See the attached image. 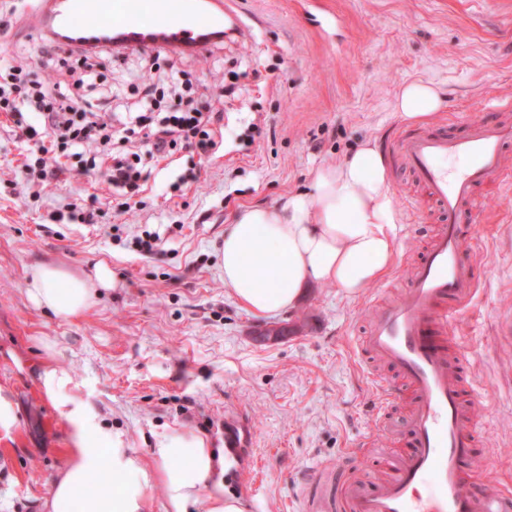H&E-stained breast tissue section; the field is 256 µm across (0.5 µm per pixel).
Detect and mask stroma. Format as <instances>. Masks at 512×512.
Wrapping results in <instances>:
<instances>
[{"mask_svg": "<svg viewBox=\"0 0 512 512\" xmlns=\"http://www.w3.org/2000/svg\"><path fill=\"white\" fill-rule=\"evenodd\" d=\"M244 31L202 55L167 54L185 71L200 105L222 113L224 142L212 157L185 149L145 160L142 203L113 209L100 177L63 172L41 199L29 194L26 147L0 113V393L15 408L10 433L0 432V512H41L68 457L66 428L38 388L42 337L56 339V364L85 385L98 415L147 453L159 434L193 429L210 447L224 431V412L244 411L252 441L228 461L225 494L253 512H336L346 487L377 482L382 457L408 451L402 425L411 390L386 366L375 365L393 389L382 401L353 358L369 326L371 307L397 300L409 285L407 262L422 257L443 222L423 189L390 171L399 214L395 263L383 278L349 294L308 282L296 306L279 318L296 326L287 340L261 344L262 322L224 286L217 246L243 207L273 204L306 191L313 171L340 162L365 139L385 146L406 124L395 110L399 89L422 80L439 87L437 124L488 117L490 98L512 102V0H228ZM48 40L15 22L0 38V59L32 72L49 91L68 83L47 54ZM107 76L96 109L137 111L140 91L129 80H158L138 50L103 59ZM240 93L224 94L225 83ZM268 131L251 142L250 122ZM199 180L174 191L186 168ZM98 195L94 224L51 220L55 211ZM422 202L420 213L408 197ZM478 260L486 273L474 305L457 318L452 336L468 356L459 372L482 388L470 409L485 428L480 447L491 461L470 484L480 495L490 482L512 487V340L499 336L512 316V195L479 201ZM159 233L157 253L134 252L132 240ZM57 262L82 273L98 263L118 282L91 311L68 322L34 307L24 291L27 271ZM388 420L394 439L368 450L361 436Z\"/></svg>", "mask_w": 512, "mask_h": 512, "instance_id": "obj_1", "label": "stroma"}]
</instances>
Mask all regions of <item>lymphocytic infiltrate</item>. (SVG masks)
<instances>
[{
	"label": "lymphocytic infiltrate",
	"mask_w": 512,
	"mask_h": 512,
	"mask_svg": "<svg viewBox=\"0 0 512 512\" xmlns=\"http://www.w3.org/2000/svg\"><path fill=\"white\" fill-rule=\"evenodd\" d=\"M72 93L46 94L41 81L23 68L0 64V112L6 113L20 137L31 143L34 157L28 169L38 186H47L62 171L90 175L103 171L111 197L121 212L143 193L147 177L141 157L115 149V142L141 143L156 160L171 156L177 147L209 157L219 151L223 136L213 127L210 113L186 102L178 109L163 108L175 77L152 84L148 94L154 115L127 112L117 121H104L90 102L105 77L91 55L83 53L68 67Z\"/></svg>",
	"instance_id": "obj_1"
}]
</instances>
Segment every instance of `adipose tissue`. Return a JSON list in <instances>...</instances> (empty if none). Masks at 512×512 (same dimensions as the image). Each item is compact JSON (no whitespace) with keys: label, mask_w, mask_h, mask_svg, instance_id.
Here are the masks:
<instances>
[{"label":"adipose tissue","mask_w":512,"mask_h":512,"mask_svg":"<svg viewBox=\"0 0 512 512\" xmlns=\"http://www.w3.org/2000/svg\"><path fill=\"white\" fill-rule=\"evenodd\" d=\"M431 85H404L395 108L419 122L439 111ZM387 159L366 140L337 164L315 170L312 188L282 196L271 205H250L232 219L219 247L224 285L248 310L267 316L292 309L305 282L330 283L355 293L386 274L394 263L398 214L388 188ZM116 284L98 265L83 276L62 263L29 269V302L57 320L91 310L104 289ZM47 357L38 379L67 429L69 453L56 474L43 512H150L154 487H162L164 512H244L224 495L223 456L195 431L175 427L147 454L132 448L123 431L103 425L83 383L58 368L57 344L43 337ZM118 481L114 493H87L102 472Z\"/></svg>","instance_id":"1"}]
</instances>
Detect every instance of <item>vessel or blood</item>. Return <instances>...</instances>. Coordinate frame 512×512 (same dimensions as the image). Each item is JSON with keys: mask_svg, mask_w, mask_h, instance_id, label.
Instances as JSON below:
<instances>
[{"mask_svg": "<svg viewBox=\"0 0 512 512\" xmlns=\"http://www.w3.org/2000/svg\"><path fill=\"white\" fill-rule=\"evenodd\" d=\"M30 23L83 50L112 35L122 48L199 55L238 32L242 21L224 0H38ZM510 145L512 106L503 103L463 133L399 131L389 142L393 166L425 189L446 221L414 265L405 295L374 312L362 345L363 354L396 368L416 395L406 421L410 451L392 480L350 486L346 512H506L512 505L503 488L480 496L469 490L466 465L478 453L482 425L461 398L454 364L466 355L448 352V329L477 293L478 269L467 255L474 250L479 198L512 183L505 165ZM452 159L461 168L449 169Z\"/></svg>", "mask_w": 512, "mask_h": 512, "instance_id": "vessel-or-blood-1", "label": "vessel or blood"}]
</instances>
